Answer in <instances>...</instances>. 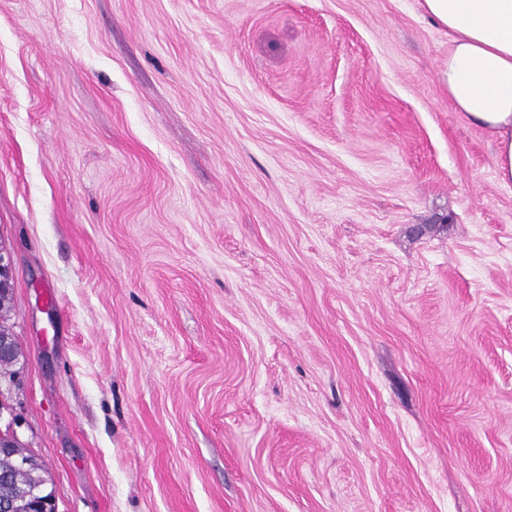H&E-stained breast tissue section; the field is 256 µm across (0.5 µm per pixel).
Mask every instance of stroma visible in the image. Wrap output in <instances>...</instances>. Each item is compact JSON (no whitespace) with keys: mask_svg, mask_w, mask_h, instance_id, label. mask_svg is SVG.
<instances>
[{"mask_svg":"<svg viewBox=\"0 0 512 512\" xmlns=\"http://www.w3.org/2000/svg\"><path fill=\"white\" fill-rule=\"evenodd\" d=\"M447 63L419 0H0L59 512H512V185Z\"/></svg>","mask_w":512,"mask_h":512,"instance_id":"35a3bbf8","label":"stroma"}]
</instances>
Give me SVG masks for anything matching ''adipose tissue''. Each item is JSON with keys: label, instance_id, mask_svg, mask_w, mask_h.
I'll use <instances>...</instances> for the list:
<instances>
[{"label": "adipose tissue", "instance_id": "ef3b65f1", "mask_svg": "<svg viewBox=\"0 0 512 512\" xmlns=\"http://www.w3.org/2000/svg\"><path fill=\"white\" fill-rule=\"evenodd\" d=\"M420 7L448 31L449 98L489 133L496 177L512 184V0H421Z\"/></svg>", "mask_w": 512, "mask_h": 512}]
</instances>
